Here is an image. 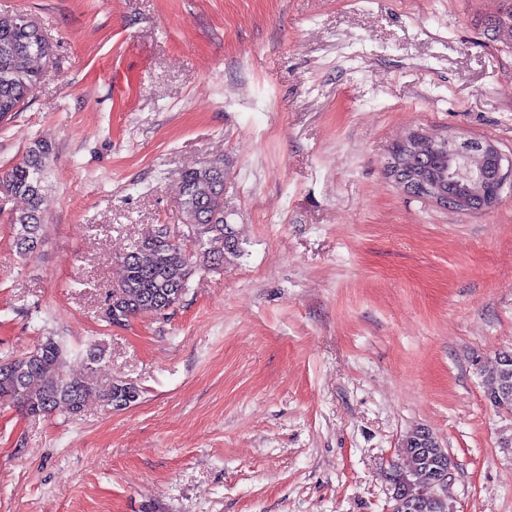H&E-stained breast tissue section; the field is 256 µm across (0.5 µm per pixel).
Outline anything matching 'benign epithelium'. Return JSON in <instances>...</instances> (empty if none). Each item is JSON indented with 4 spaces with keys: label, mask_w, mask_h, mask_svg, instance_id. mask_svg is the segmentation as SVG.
Wrapping results in <instances>:
<instances>
[{
    "label": "benign epithelium",
    "mask_w": 512,
    "mask_h": 512,
    "mask_svg": "<svg viewBox=\"0 0 512 512\" xmlns=\"http://www.w3.org/2000/svg\"><path fill=\"white\" fill-rule=\"evenodd\" d=\"M436 138L413 133L401 143V154L390 164L387 174L413 194H425L439 205L459 211H487L500 201L507 182H512V160L504 162L501 152L489 142L448 143V167L429 173L417 164L423 155L437 150ZM433 482L430 495L417 498L438 499L436 488L445 487L454 476L448 453L433 452Z\"/></svg>",
    "instance_id": "7a95c632"
}]
</instances>
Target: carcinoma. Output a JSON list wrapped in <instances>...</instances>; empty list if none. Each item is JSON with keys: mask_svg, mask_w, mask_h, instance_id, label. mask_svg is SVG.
I'll use <instances>...</instances> for the list:
<instances>
[{"mask_svg": "<svg viewBox=\"0 0 512 512\" xmlns=\"http://www.w3.org/2000/svg\"><path fill=\"white\" fill-rule=\"evenodd\" d=\"M52 47L25 14H0V101L10 99L19 109L30 97L38 79L36 62L49 57ZM49 148L40 143L28 158L0 174V194L21 197L28 207L10 218L13 247L21 257L37 253L43 243L41 229L42 158ZM187 238L176 240L159 226L141 236L121 257L123 278L106 300L109 323L126 324L131 318L153 313L164 315L179 304L197 266H222L241 255L232 225L224 221V163L183 170L179 174ZM66 348L47 336L21 356L0 360V404H15L30 415L63 410L80 414L93 392L83 377L63 370ZM135 386L113 381L98 391L102 401L116 409L130 406L127 393ZM421 429L403 439L406 465L395 466L392 477L410 481L413 490L426 489L431 473L419 448Z\"/></svg>", "mask_w": 512, "mask_h": 512, "instance_id": "cac0c4a2", "label": "carcinoma"}]
</instances>
